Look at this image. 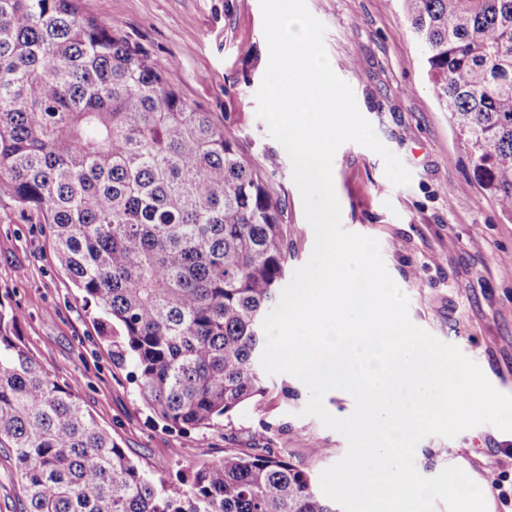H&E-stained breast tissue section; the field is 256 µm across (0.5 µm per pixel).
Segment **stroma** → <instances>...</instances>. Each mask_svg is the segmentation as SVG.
<instances>
[{
  "mask_svg": "<svg viewBox=\"0 0 512 512\" xmlns=\"http://www.w3.org/2000/svg\"><path fill=\"white\" fill-rule=\"evenodd\" d=\"M98 23L120 21L154 55L174 60L173 83L213 112L251 161L278 157L271 188L286 203L288 270L309 259L314 233L292 181L284 148L256 115L255 94L268 66L259 0H80ZM326 27L324 45L338 77L380 141L410 170L409 185L387 179L379 155L355 143L333 161L341 224L378 239L387 270L410 301V317L475 361L489 382L512 395V222L473 177L472 163L434 95L400 0H307ZM0 302L20 313L25 348L58 382L78 381L83 407L128 456L167 491L226 450L274 448L312 477L343 457L344 437L304 415L306 387L263 375L266 394L210 429L180 432L146 409L133 365L113 358L97 312L58 266L47 225L0 222ZM324 447L314 454L312 443ZM418 472L462 468L477 483L495 477L487 512H512V432L482 425L452 439L418 444Z\"/></svg>",
  "mask_w": 512,
  "mask_h": 512,
  "instance_id": "stroma-1",
  "label": "stroma"
}]
</instances>
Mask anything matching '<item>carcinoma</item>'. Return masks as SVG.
<instances>
[{
	"label": "carcinoma",
	"mask_w": 512,
	"mask_h": 512,
	"mask_svg": "<svg viewBox=\"0 0 512 512\" xmlns=\"http://www.w3.org/2000/svg\"><path fill=\"white\" fill-rule=\"evenodd\" d=\"M475 180L512 221V0H402ZM168 60L77 0H0V218L48 224L60 267L166 426L264 397L285 205ZM0 303V449L20 512H337L270 448L227 451L165 493L21 344Z\"/></svg>",
	"instance_id": "1"
}]
</instances>
